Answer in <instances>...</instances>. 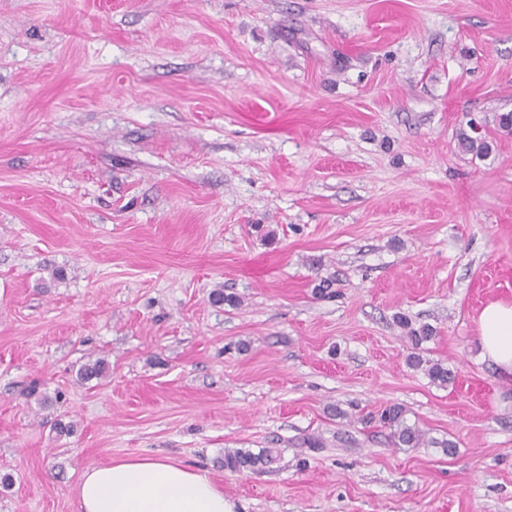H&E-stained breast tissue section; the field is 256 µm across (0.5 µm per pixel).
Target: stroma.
<instances>
[{
	"instance_id": "1",
	"label": "stroma",
	"mask_w": 512,
	"mask_h": 512,
	"mask_svg": "<svg viewBox=\"0 0 512 512\" xmlns=\"http://www.w3.org/2000/svg\"><path fill=\"white\" fill-rule=\"evenodd\" d=\"M97 2L0 0V512L154 454L233 512H512V0ZM390 404L455 454L358 422ZM476 323L482 359L512 376V301H489ZM396 323L406 331L405 337L411 346L412 352L408 359L410 366L423 371L433 384L440 387L452 384L455 376L444 363L423 356V344L434 339L436 330L428 324H413L412 319L402 313L396 316ZM275 457L271 450H261L254 453L245 448L225 449L224 469L230 471L262 472L273 462Z\"/></svg>"
}]
</instances>
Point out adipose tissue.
Instances as JSON below:
<instances>
[{
    "label": "adipose tissue",
    "instance_id": "1",
    "mask_svg": "<svg viewBox=\"0 0 512 512\" xmlns=\"http://www.w3.org/2000/svg\"><path fill=\"white\" fill-rule=\"evenodd\" d=\"M480 353L512 375V301L492 300L476 320ZM79 512H231L209 476L161 456L118 459L85 469Z\"/></svg>",
    "mask_w": 512,
    "mask_h": 512
}]
</instances>
